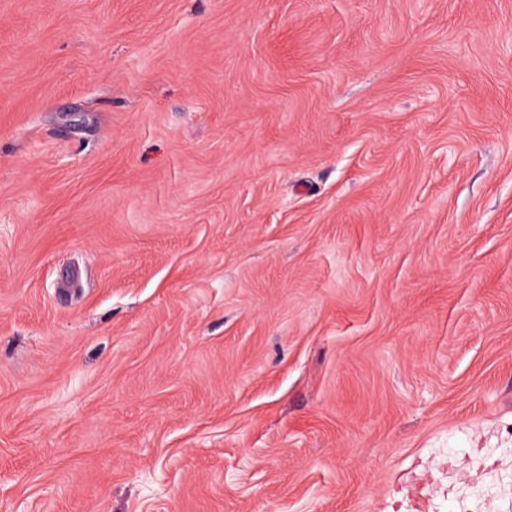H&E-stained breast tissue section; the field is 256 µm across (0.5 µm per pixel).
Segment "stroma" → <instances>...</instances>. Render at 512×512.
Wrapping results in <instances>:
<instances>
[{"label": "stroma", "instance_id": "stroma-1", "mask_svg": "<svg viewBox=\"0 0 512 512\" xmlns=\"http://www.w3.org/2000/svg\"><path fill=\"white\" fill-rule=\"evenodd\" d=\"M512 512V0H0V512Z\"/></svg>", "mask_w": 512, "mask_h": 512}]
</instances>
